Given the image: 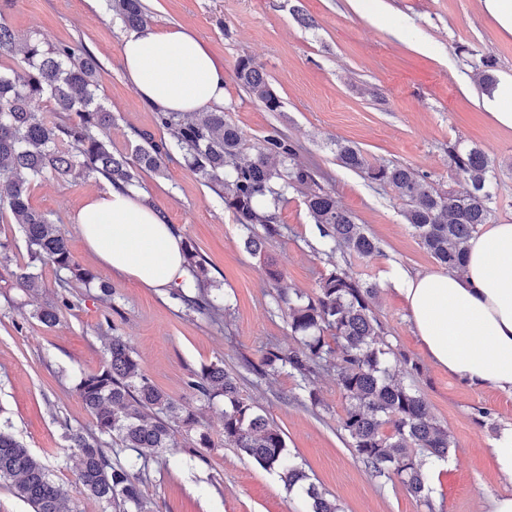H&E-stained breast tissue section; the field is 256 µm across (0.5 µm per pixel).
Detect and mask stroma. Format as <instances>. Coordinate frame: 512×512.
Wrapping results in <instances>:
<instances>
[{
	"instance_id": "stroma-1",
	"label": "stroma",
	"mask_w": 512,
	"mask_h": 512,
	"mask_svg": "<svg viewBox=\"0 0 512 512\" xmlns=\"http://www.w3.org/2000/svg\"><path fill=\"white\" fill-rule=\"evenodd\" d=\"M152 26L179 25L198 36L224 63V118L243 134L244 154H253L270 126L283 129L300 147L299 160L314 168L318 188L352 213L379 246L370 257L336 253L327 259L305 205L292 191L278 210L281 237L269 242L267 259L244 248L237 224L216 189L182 158L163 172H142L143 201L159 209L182 240L206 257L213 292L228 306L220 322L160 297L101 266L72 217L84 196L106 189L89 176L49 180L33 187L34 209L57 221L82 265L115 289L105 301L99 288L75 285L72 304L56 326L33 318L54 296L56 273L41 270L39 293L0 278V416L31 454L67 488L77 512H115L110 503L86 495L77 481L67 428L92 431L76 385L102 369L109 336L122 337L150 381L203 419L212 445L200 448L195 433L180 434L178 453H163L141 486L148 512H305L301 490H288L276 473L225 447L223 402H208L188 386L194 372L210 364L241 373L244 397L259 405L285 434L287 447L320 490L335 496L343 512H490L493 498L512 494L493 448L512 428V395L459 382L428 357L409 321L403 297L387 280L392 267L411 273L438 270L407 224L405 205L388 184L345 168L336 145L357 146L370 164L401 165L427 173L439 190L467 183L450 166L448 146H478L497 173L494 221L512 223V128L498 113L512 112V30L503 28L485 0H142ZM312 17L304 26L301 16ZM0 20L18 34L44 42L81 44L98 61V94L114 121L107 132L116 152H130L140 131L155 138L154 109L124 76L119 46L127 27L109 0H0ZM495 58L497 88L485 93L471 63ZM267 74L281 102L270 112L235 79L241 59ZM273 261L282 276L266 273ZM339 265L377 283L373 303L391 359L419 363L402 374L404 384L425 397L432 416L453 441L448 466L431 481L428 501L409 494L398 476L375 477L340 427L344 397L333 373L315 376L317 407L301 406L297 378L267 380L246 371L267 346L281 350L294 340L273 301L278 289L315 293L322 274ZM489 412L483 422L474 405Z\"/></svg>"
}]
</instances>
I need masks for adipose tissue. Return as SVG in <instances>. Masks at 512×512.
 <instances>
[{"mask_svg":"<svg viewBox=\"0 0 512 512\" xmlns=\"http://www.w3.org/2000/svg\"><path fill=\"white\" fill-rule=\"evenodd\" d=\"M125 76L148 104L184 114L223 106V63L180 26L123 35ZM88 249L112 272L158 294L189 282L181 238L133 189L89 193L74 214ZM396 291L430 359L474 388L512 393V223L468 244L463 274L393 269Z\"/></svg>","mask_w":512,"mask_h":512,"instance_id":"ef3b65f1","label":"adipose tissue"}]
</instances>
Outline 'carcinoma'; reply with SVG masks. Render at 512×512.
Instances as JSON below:
<instances>
[{
    "instance_id": "1",
    "label": "carcinoma",
    "mask_w": 512,
    "mask_h": 512,
    "mask_svg": "<svg viewBox=\"0 0 512 512\" xmlns=\"http://www.w3.org/2000/svg\"><path fill=\"white\" fill-rule=\"evenodd\" d=\"M119 12L131 28L147 23L142 0H119ZM21 40L22 63L0 70V218L10 213L26 242L27 260L6 270L15 287L24 292L44 288L37 269L46 265L59 273L61 288L71 281L89 285L97 280L77 261L59 225L31 206L33 186L44 181L92 174L112 185L137 188L141 172L162 171L177 148L198 174L222 189L225 207L247 231L244 247L252 255L261 254L282 235L271 207L287 201L289 190L315 183L312 168L296 162L298 145L280 129L269 131L256 152L247 156L241 151L242 133L224 120L222 111L197 112L183 121L180 113L157 107L156 123L169 131L173 142L140 132L131 155L117 154L106 135L113 117L97 94L96 59L70 42L45 46L37 35L22 37L0 22V57L13 54ZM472 67L484 89L492 92L494 59L481 57ZM235 76L268 111L279 110L281 103L261 66L243 59ZM44 96L53 102L52 112L33 111L31 101ZM336 154L344 167L394 186L406 205L404 217L421 244L444 269H463L469 241L495 215L491 186L496 173L481 148L448 147L451 165L468 183L463 192H440L429 184L427 175L408 167H375L357 147L346 143L336 144ZM305 204L324 239L328 258L338 249L360 257L377 252L374 238L329 193L313 190ZM184 257L192 282L188 290L173 292V297L212 322H220L225 307L203 284L204 256L188 243ZM378 292L376 285L336 264L305 301L300 295L294 300L278 292L277 306L285 313L297 347L268 349L261 376L286 373L300 378L307 398L298 395L296 400L315 405L318 397L307 384L320 371L333 370L346 401L340 426L349 447L373 476L393 472L414 498L426 502L429 478L423 457L447 458L452 440L430 414L420 391L391 372L383 328L372 309ZM68 305L67 296L60 294L38 307L33 316L53 326ZM189 386L211 402L224 400V446L277 473L288 490L302 489L308 512H342L336 500L309 481L288 451L281 429L243 397L237 379L224 366L203 367L193 374ZM76 390L99 433L89 437L81 428H68V438L78 451L79 484L85 493L112 503L119 512H144L141 477L161 452L178 447V430L196 432L201 448L211 446L198 415L155 386L119 336L109 341L103 368L82 376ZM104 436L123 457L112 459L105 453ZM0 480L9 482L14 495L33 512H74L68 491L14 437L7 420L0 422Z\"/></svg>"
}]
</instances>
